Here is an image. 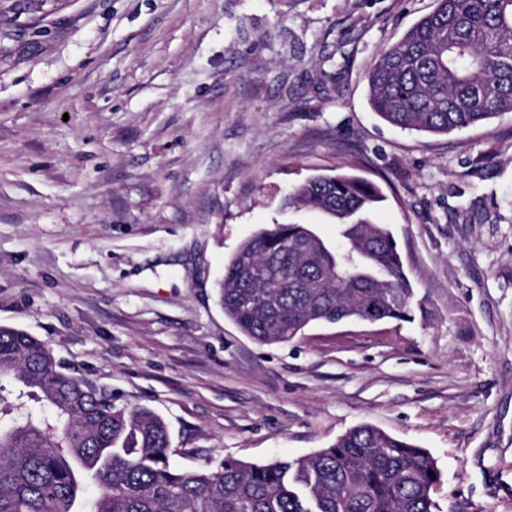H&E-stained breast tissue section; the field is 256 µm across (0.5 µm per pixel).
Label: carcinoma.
Returning <instances> with one entry per match:
<instances>
[{"instance_id": "1", "label": "carcinoma", "mask_w": 512, "mask_h": 512, "mask_svg": "<svg viewBox=\"0 0 512 512\" xmlns=\"http://www.w3.org/2000/svg\"><path fill=\"white\" fill-rule=\"evenodd\" d=\"M369 101L402 129L448 134L512 112V0H435L369 74ZM382 195L354 175L294 186L284 209L334 221V249L310 224H275L224 265L219 304L244 335L287 344L315 325L404 321L414 289L397 243L372 211ZM0 512H433L440 482L424 449L370 424L304 457L217 468L171 464L155 411L119 406L49 344L0 326ZM98 493L86 495L87 484Z\"/></svg>"}]
</instances>
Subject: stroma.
<instances>
[{
    "mask_svg": "<svg viewBox=\"0 0 512 512\" xmlns=\"http://www.w3.org/2000/svg\"><path fill=\"white\" fill-rule=\"evenodd\" d=\"M435 0H0V326L168 423L172 463L264 464L369 423L435 512H512V113L394 127L367 75ZM379 188L411 317L243 335L216 283L288 189Z\"/></svg>",
    "mask_w": 512,
    "mask_h": 512,
    "instance_id": "obj_1",
    "label": "stroma"
}]
</instances>
